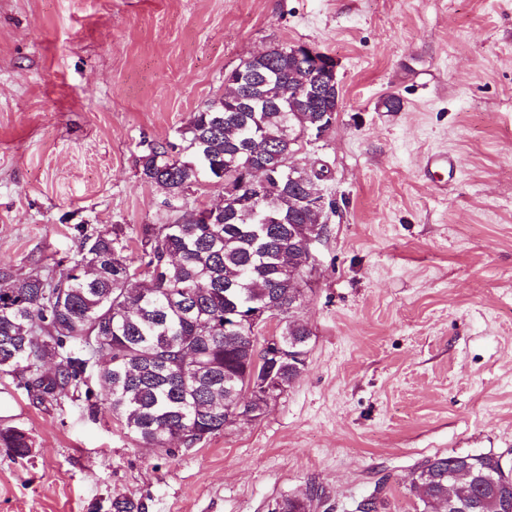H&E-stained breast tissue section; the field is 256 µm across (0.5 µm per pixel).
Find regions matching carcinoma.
<instances>
[{
    "label": "carcinoma",
    "mask_w": 512,
    "mask_h": 512,
    "mask_svg": "<svg viewBox=\"0 0 512 512\" xmlns=\"http://www.w3.org/2000/svg\"><path fill=\"white\" fill-rule=\"evenodd\" d=\"M286 52L256 59L275 80L250 91L270 99L280 89L318 81L305 62ZM243 91V94L250 93ZM310 112H247L219 98L193 113L178 142L149 147L141 177L167 194L174 209L201 182L237 184L241 170L266 162L276 144L291 170L300 146L281 140L301 134ZM322 217L269 193L252 205L238 199L223 209L198 208L171 224H142L135 242L142 273L133 269L122 230L85 235L81 259L66 274L0 271V373L19 379L37 400L86 384L88 362L105 390L97 411L122 422L145 446L173 449L174 437L192 448L224 430V408L247 393L254 414L270 407L271 387H289L305 366L311 331L299 313L300 283L311 274L306 237ZM273 304L275 334L259 335L252 311ZM241 323L224 329V316ZM280 341L300 358L273 365L264 345ZM46 358L57 360L44 375ZM0 447L15 459L31 456L27 433L0 425ZM410 491L422 512H512V465L496 454L434 455L418 463ZM323 490L277 502L275 512H312Z\"/></svg>",
    "instance_id": "carcinoma-1"
}]
</instances>
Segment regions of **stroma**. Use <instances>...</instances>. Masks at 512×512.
<instances>
[{
	"label": "stroma",
	"mask_w": 512,
	"mask_h": 512,
	"mask_svg": "<svg viewBox=\"0 0 512 512\" xmlns=\"http://www.w3.org/2000/svg\"><path fill=\"white\" fill-rule=\"evenodd\" d=\"M306 43L333 56L342 109L300 162L336 209L301 317L306 366L258 420L174 453L0 373V512H421L435 454L512 462V0H0V268L62 274L82 233L175 221L140 177L242 60ZM403 108L386 111L387 96ZM459 162L439 190L426 154ZM0 447L6 448L13 458L20 460L30 457L32 452L27 433L10 425H0ZM324 496L323 490L316 484L308 487L304 497H288L276 502V512H311L314 503H321Z\"/></svg>",
	"instance_id": "obj_1"
}]
</instances>
